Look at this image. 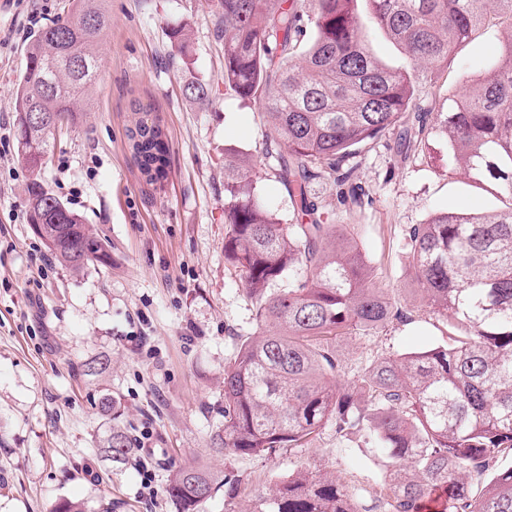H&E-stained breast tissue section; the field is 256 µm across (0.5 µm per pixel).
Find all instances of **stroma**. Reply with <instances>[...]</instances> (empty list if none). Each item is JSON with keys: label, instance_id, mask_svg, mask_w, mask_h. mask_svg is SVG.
<instances>
[{"label": "stroma", "instance_id": "1", "mask_svg": "<svg viewBox=\"0 0 512 512\" xmlns=\"http://www.w3.org/2000/svg\"><path fill=\"white\" fill-rule=\"evenodd\" d=\"M70 8L69 0H0V512H50L64 499L84 512H177L165 493L170 475L196 465L233 472L235 498L216 494L200 512H243L271 482L310 467L331 472L370 505L385 471L378 450L358 437L323 430L306 447L265 459L227 456L211 445L224 421V365L253 334L254 304L224 260V150L261 154L268 129L259 106L224 87V42L216 0H108L110 22L92 103L77 126L56 129L40 174L17 158L15 89L29 36ZM512 25L496 14L448 68L426 73L424 106L459 92L498 51ZM186 26L185 55L171 29ZM210 88V104L186 99L184 85ZM152 105L170 148L167 177L151 184L136 166L129 132ZM369 193L364 207L339 206L335 183L315 184L321 204L352 234L391 299L410 304L411 323L379 342H339L346 362L441 344L446 322L414 307L404 234L434 213H483L499 207L494 190L448 168V145L430 135L402 158L394 135L379 137L348 162ZM105 238L110 261L76 274L52 257L27 220L33 179ZM258 198L292 221L288 189L267 167L255 175ZM111 361L102 377L80 375L86 360ZM111 397L113 409L102 413ZM153 434L149 497L134 460L112 459L103 444L113 428Z\"/></svg>", "mask_w": 512, "mask_h": 512}]
</instances>
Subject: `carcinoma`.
<instances>
[{
    "label": "carcinoma",
    "mask_w": 512,
    "mask_h": 512,
    "mask_svg": "<svg viewBox=\"0 0 512 512\" xmlns=\"http://www.w3.org/2000/svg\"><path fill=\"white\" fill-rule=\"evenodd\" d=\"M357 0H218L224 86L261 104L270 130L262 158L275 162L296 223L284 224L255 193L256 160L224 149V258L255 300L256 331L224 365V423L213 447L269 457L303 448L323 429L363 438L387 456L374 509L380 512H512V26L499 60L437 112L418 103L416 70L437 69L493 3L512 0H366L368 20L404 50L408 67L376 58L363 36ZM311 9L312 35L301 25ZM106 0H72L70 12L38 30L17 84L18 156L31 169L51 152L52 120L79 123L101 66ZM188 99L210 104L190 81ZM49 120L31 131L25 114ZM394 132L403 149L426 134L448 141V165L489 185L502 207L488 214L444 211L404 238L408 275L429 312L454 333L419 351H382L358 366L337 342L382 334L412 321L375 280L355 238L318 205L314 181L339 187L341 205L360 202L344 164L363 144ZM133 158L150 182L166 175L160 124L130 131ZM29 224L74 272L104 264L101 239L38 181L27 189ZM288 287L273 292L278 281ZM132 440L110 434L121 460ZM239 479L204 467L178 469L166 486L179 512H198L218 488L233 498ZM247 512H368L333 474L302 468L279 480Z\"/></svg>",
    "instance_id": "1"
}]
</instances>
